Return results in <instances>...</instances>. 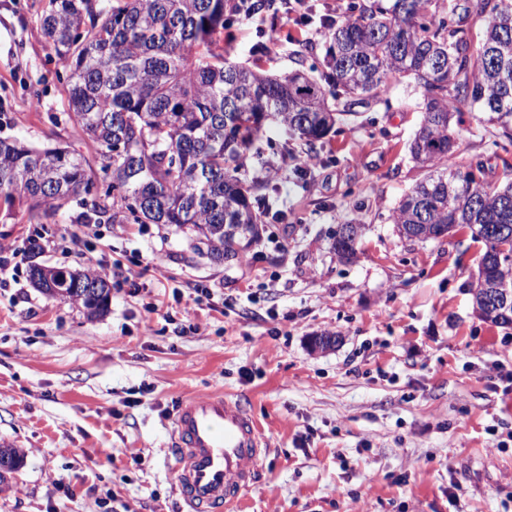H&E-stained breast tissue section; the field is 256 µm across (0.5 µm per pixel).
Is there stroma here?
I'll return each mask as SVG.
<instances>
[{
    "instance_id": "obj_1",
    "label": "stroma",
    "mask_w": 512,
    "mask_h": 512,
    "mask_svg": "<svg viewBox=\"0 0 512 512\" xmlns=\"http://www.w3.org/2000/svg\"><path fill=\"white\" fill-rule=\"evenodd\" d=\"M363 2L316 0L306 25L254 16L225 29L224 54L276 75L312 68L319 17L340 24ZM47 6L0 0V137L88 156ZM421 120L394 84L311 146L268 125L244 173L281 218L229 262L172 226L80 224L73 204L31 224L0 204V445L24 454L0 512H185L174 419L212 393L243 401L268 448L233 512H512V325L473 309L483 245L461 227L410 241L390 220L423 176L409 153ZM457 142L487 179L512 163V142L471 114ZM344 224L366 227L350 260L333 249ZM93 263L117 272L95 320L29 281L34 264ZM322 334L336 345L312 350Z\"/></svg>"
}]
</instances>
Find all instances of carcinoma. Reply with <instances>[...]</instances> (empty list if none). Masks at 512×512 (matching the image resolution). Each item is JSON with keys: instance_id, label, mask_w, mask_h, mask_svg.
Segmentation results:
<instances>
[{"instance_id": "obj_1", "label": "carcinoma", "mask_w": 512, "mask_h": 512, "mask_svg": "<svg viewBox=\"0 0 512 512\" xmlns=\"http://www.w3.org/2000/svg\"><path fill=\"white\" fill-rule=\"evenodd\" d=\"M274 9L273 0H49L41 27L65 74L70 119L94 160L67 147L0 139V201L26 204L42 224L72 198L79 222L169 224L187 229L215 260L242 257L262 223L257 191L242 178L247 150L272 121L308 144L340 115L368 111L392 82L418 92L423 114L411 144L425 176L393 208L407 239L467 228L485 245L478 276L512 287V247L496 251L497 225L512 231V165L476 179L455 153L468 110L512 140V0H391L359 6L332 28L326 84L303 69L274 75L224 58V28ZM110 179L98 191L96 172ZM362 225L336 239L355 255ZM33 285L80 306H108L106 275L33 266ZM98 286L95 298L75 283Z\"/></svg>"}]
</instances>
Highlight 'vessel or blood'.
<instances>
[{
  "mask_svg": "<svg viewBox=\"0 0 512 512\" xmlns=\"http://www.w3.org/2000/svg\"><path fill=\"white\" fill-rule=\"evenodd\" d=\"M264 451L257 422L239 402L218 394L182 402L173 452L187 512H229L251 487Z\"/></svg>",
  "mask_w": 512,
  "mask_h": 512,
  "instance_id": "vessel-or-blood-1",
  "label": "vessel or blood"
}]
</instances>
